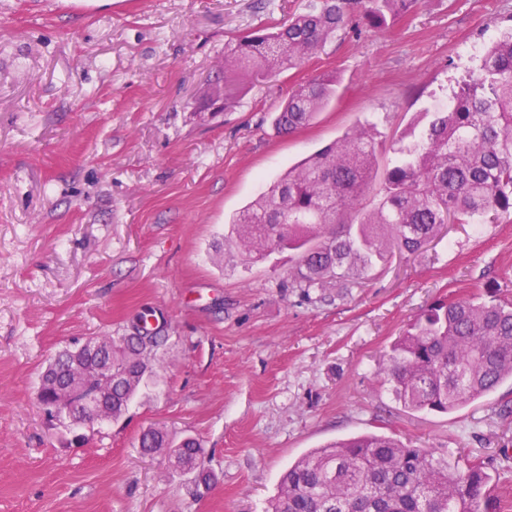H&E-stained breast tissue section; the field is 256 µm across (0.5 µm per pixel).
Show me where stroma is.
<instances>
[{
  "mask_svg": "<svg viewBox=\"0 0 512 512\" xmlns=\"http://www.w3.org/2000/svg\"><path fill=\"white\" fill-rule=\"evenodd\" d=\"M317 3L0 0V512H263L288 464L370 432L480 458L512 512V385L414 412L381 373L434 300L512 299V223L447 225L308 299L281 285L290 254L247 267L213 249L264 183L354 125L410 141L512 29V0H421L384 30L352 19L303 67L239 81L232 108L205 109L226 43ZM327 72L335 100L277 132L281 103ZM150 308L170 326L155 384L73 443L36 401L48 359ZM151 426L200 441L208 489L142 455Z\"/></svg>",
  "mask_w": 512,
  "mask_h": 512,
  "instance_id": "stroma-1",
  "label": "stroma"
}]
</instances>
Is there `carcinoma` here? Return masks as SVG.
<instances>
[{
  "instance_id": "carcinoma-1",
  "label": "carcinoma",
  "mask_w": 512,
  "mask_h": 512,
  "mask_svg": "<svg viewBox=\"0 0 512 512\" xmlns=\"http://www.w3.org/2000/svg\"><path fill=\"white\" fill-rule=\"evenodd\" d=\"M420 0H322L278 29L251 33L224 47V90L208 105L233 100L232 77L269 80L300 67L343 31L359 9L381 30L409 14ZM337 80L319 75L292 93L275 122L289 133L313 123L336 97ZM376 126L357 125L273 181L229 221L246 263L273 250L294 253L283 282L305 296L329 286L346 288L398 251L413 254L446 224L512 219V31L486 48L475 73L453 92L446 112L395 149L380 167ZM152 312L135 315L119 336H96L87 356L59 350L40 376L37 400L51 413L60 392L48 384L68 374L90 394L100 387L95 367L112 360V406L120 419L154 376L156 355L168 342ZM394 398L421 412L448 413L512 381V302L477 296L437 302L392 344L383 368ZM143 453H164L182 473H204L203 450L186 438L176 444L151 428L139 437ZM481 461L442 457L383 433H367L316 448L281 475L265 512H501Z\"/></svg>"
}]
</instances>
